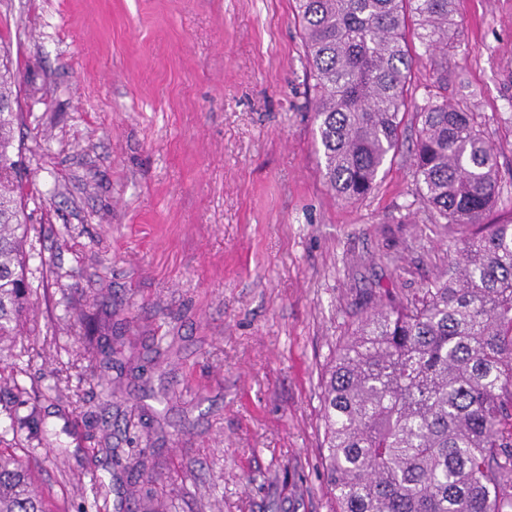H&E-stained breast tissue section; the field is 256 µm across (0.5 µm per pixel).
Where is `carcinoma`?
Instances as JSON below:
<instances>
[{"label": "carcinoma", "mask_w": 512, "mask_h": 512, "mask_svg": "<svg viewBox=\"0 0 512 512\" xmlns=\"http://www.w3.org/2000/svg\"><path fill=\"white\" fill-rule=\"evenodd\" d=\"M295 12L323 176L338 199L357 202L402 145L408 14L425 51L446 56L458 36L453 0H295ZM18 82L0 39L1 101L15 99ZM415 116L416 190L444 223L472 233L420 292L366 315L321 377L333 512H512V212L486 221L501 194L500 148L459 106L431 102ZM19 120L0 111V391L24 405L39 389L4 375L33 294ZM0 512H50L28 464L2 448Z\"/></svg>", "instance_id": "cac0c4a2"}]
</instances>
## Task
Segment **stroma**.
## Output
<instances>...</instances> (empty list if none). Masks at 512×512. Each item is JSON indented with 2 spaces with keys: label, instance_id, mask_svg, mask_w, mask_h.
Segmentation results:
<instances>
[{
  "label": "stroma",
  "instance_id": "stroma-1",
  "mask_svg": "<svg viewBox=\"0 0 512 512\" xmlns=\"http://www.w3.org/2000/svg\"><path fill=\"white\" fill-rule=\"evenodd\" d=\"M447 56L413 43L417 106L500 145L512 210V0H454ZM20 72L30 261L26 353L48 394L0 400V446L59 512H331L320 375L375 307L418 293L470 233L431 220L404 146L371 193L328 188L293 0H0ZM448 78L437 82L439 66ZM111 368L88 371L86 336ZM146 448L153 479L93 456Z\"/></svg>",
  "mask_w": 512,
  "mask_h": 512
}]
</instances>
